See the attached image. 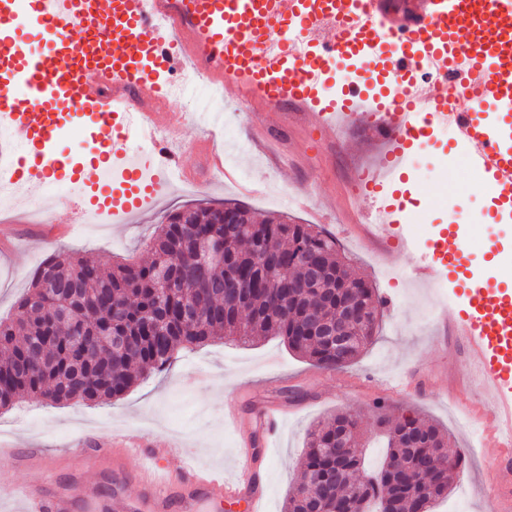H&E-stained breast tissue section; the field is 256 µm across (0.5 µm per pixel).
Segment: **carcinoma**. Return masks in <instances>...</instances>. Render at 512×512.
<instances>
[{"instance_id": "carcinoma-1", "label": "carcinoma", "mask_w": 512, "mask_h": 512, "mask_svg": "<svg viewBox=\"0 0 512 512\" xmlns=\"http://www.w3.org/2000/svg\"><path fill=\"white\" fill-rule=\"evenodd\" d=\"M226 212L239 222L224 223ZM202 239L222 243L223 257L201 261ZM149 250V261L110 270L81 254L58 253L41 263L17 317L0 321L1 409L25 396L55 404L110 400L169 363L176 350L223 336H280L292 352L332 370L374 341L383 300L339 257L336 238L311 224L258 218L237 205L188 210L158 225ZM306 257L323 269L316 289L307 282ZM322 292L360 302L370 317L342 355L307 329ZM195 307L201 317L188 325L183 316ZM111 336L123 341V352L112 353ZM378 422L387 451L376 471L367 470L360 453L338 455L342 439L360 445L356 414L318 422L285 512H360L365 500L381 508L385 497L392 512H432L461 462L443 453L448 433L383 410ZM313 477L320 483H310Z\"/></svg>"}]
</instances>
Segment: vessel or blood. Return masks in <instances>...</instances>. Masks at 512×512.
<instances>
[{
    "label": "vessel or blood",
    "instance_id": "b4317fda",
    "mask_svg": "<svg viewBox=\"0 0 512 512\" xmlns=\"http://www.w3.org/2000/svg\"><path fill=\"white\" fill-rule=\"evenodd\" d=\"M389 13V0H0V127L7 132L0 153L21 149L12 176L23 187L67 184L87 198V215L121 220L145 213L168 169L180 164L176 132L186 117L173 109L181 99L178 74L276 112L281 128L298 122L321 135L373 128L381 158L361 172L358 187L361 196L379 199L380 221L365 225V244L389 263L397 252H420L415 280L456 279L465 306L455 333L479 372L493 432L512 436V288L465 275L468 241L452 250L444 237L427 244L404 237L400 207L383 199L391 174L425 142L428 128L450 126L512 210V0H417L409 20L381 28ZM293 25L301 29L294 43ZM29 29L44 37L43 52L21 47ZM463 30L471 40L461 41ZM73 33L82 37L76 52ZM385 40L395 50L383 68L404 83L393 100L371 97L368 88L378 70L373 54ZM422 55L433 71L418 79ZM347 58L365 69L368 82L338 98L325 81L333 62ZM69 112L88 118L100 139L99 154L82 167L55 150ZM163 131V154L140 161L132 140L151 141ZM171 450L169 439L137 432L92 448L76 444L70 454L85 467L134 452L143 460L145 494L103 502L84 484L48 492L52 461L44 449L0 444V455L29 475L27 485L8 492L21 512H72L78 500L86 512H195L203 494L243 497L248 512H265L251 449H240L230 481L221 470L190 463L170 475L162 458ZM495 472L500 512H512V453L498 455Z\"/></svg>",
    "mask_w": 512,
    "mask_h": 512
}]
</instances>
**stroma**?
Masks as SVG:
<instances>
[{"label":"stroma","instance_id":"stroma-1","mask_svg":"<svg viewBox=\"0 0 512 512\" xmlns=\"http://www.w3.org/2000/svg\"><path fill=\"white\" fill-rule=\"evenodd\" d=\"M222 105L224 127L197 118L180 133L182 163L195 174V181H167L151 209L132 215L130 222L82 223L79 201L57 196L51 187L35 198L59 201L63 211L53 223L0 222V238L11 241L9 249L0 250V319L14 316L32 271L53 251L89 253L107 267L138 262L148 258L150 239L170 213L230 201L257 216L282 213L289 222L312 224L336 237L351 269L376 287L384 301L372 345L352 365L330 370L294 354L275 336L244 345L217 338L178 350L167 370L139 379L109 401L54 405L23 397L12 409L0 410V439L58 451L50 490L60 492L80 480L95 484L107 497L114 488L112 463L83 469L61 456V449L85 435L103 441L113 431L136 430L175 441V450L163 461L170 473H179L191 461L222 469L230 477L236 472L238 446L234 430L224 423L225 404L237 402L252 437L263 432L261 406L277 401L287 416L268 450L260 452L258 464L267 475V512H283L307 432L331 414L358 415L366 465H380L385 450L376 405L382 402L396 414L448 429L451 451L467 458L447 501L437 505L436 512H496L484 489L494 477L492 461L504 440L490 435L484 396L462 377L464 348L448 323L463 306L456 284L443 278L426 287L407 278L391 279L380 257L362 246L351 228L356 216L373 213L378 205L375 198L357 201L351 193L358 166L375 159L372 132L358 127L343 137L326 136L320 144L296 133L276 142V164L260 154H237L227 163L233 178L217 180L210 177L195 148L199 137H212L214 145L225 150L230 140L245 139L258 122L275 121L274 116H260L258 105L242 103L231 92L224 94ZM415 154L417 169L406 170L390 184L403 204L405 233L427 242L463 212L471 217L462 226L469 241L470 269L483 272L491 252L512 259V214L495 208L494 190L475 188L468 159L437 132Z\"/></svg>","mask_w":512,"mask_h":512}]
</instances>
